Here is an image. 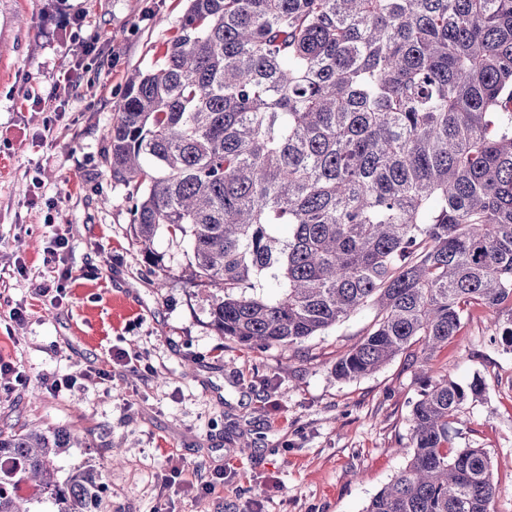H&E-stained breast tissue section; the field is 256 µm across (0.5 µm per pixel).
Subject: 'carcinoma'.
Segmentation results:
<instances>
[{"label":"carcinoma","instance_id":"1","mask_svg":"<svg viewBox=\"0 0 512 512\" xmlns=\"http://www.w3.org/2000/svg\"><path fill=\"white\" fill-rule=\"evenodd\" d=\"M108 137L135 240H189L224 337L290 347L370 309L332 367L353 380L433 355L477 304L512 348V0H188ZM482 392L422 380L408 463L365 512H489L488 453L448 448ZM79 447L1 427L0 512H35L28 483L55 512H101L103 468L59 478Z\"/></svg>","mask_w":512,"mask_h":512}]
</instances>
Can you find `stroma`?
I'll use <instances>...</instances> for the list:
<instances>
[{
	"label": "stroma",
	"instance_id": "1",
	"mask_svg": "<svg viewBox=\"0 0 512 512\" xmlns=\"http://www.w3.org/2000/svg\"><path fill=\"white\" fill-rule=\"evenodd\" d=\"M185 0H0V426L65 425L106 465V512H365L409 459L416 375L485 383L450 432L482 448L512 512V348L471 306L427 364L396 357L338 380L365 311L289 349H248L211 323L184 278L186 241L130 230L129 189L107 164L126 80L162 57ZM66 89L54 101V86ZM73 269L62 299L44 262L56 236ZM23 309L24 319L13 316ZM129 354L115 364V353ZM68 390L54 393L53 379ZM224 478L213 481L216 470ZM212 489H204L206 481Z\"/></svg>",
	"mask_w": 512,
	"mask_h": 512
}]
</instances>
